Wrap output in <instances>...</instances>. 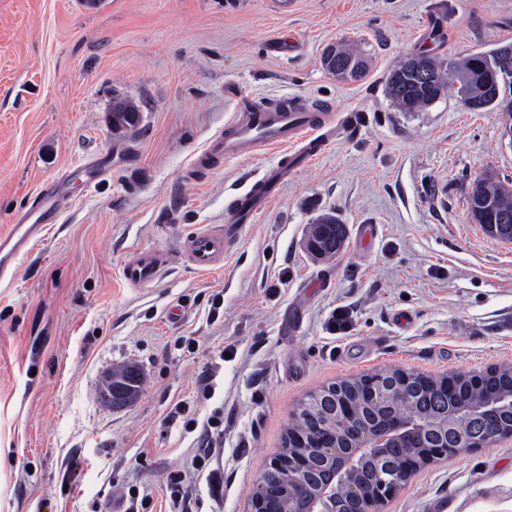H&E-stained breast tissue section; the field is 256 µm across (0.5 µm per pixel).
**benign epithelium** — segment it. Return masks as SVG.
<instances>
[{"mask_svg":"<svg viewBox=\"0 0 512 512\" xmlns=\"http://www.w3.org/2000/svg\"><path fill=\"white\" fill-rule=\"evenodd\" d=\"M409 82L439 94L425 62L406 57ZM334 233L326 229L308 243L314 256H332ZM488 371L468 374L456 393L459 412L472 420L471 428L459 431L438 445L428 442L427 420L417 416H370L361 422L350 419L352 404L344 399L336 407V423L322 429V435L307 447L303 435L291 436L279 450L270 469L261 474L247 493L248 512H335L336 500L347 502V512H384V506L412 477L427 465L449 457L492 447L512 433L501 431L500 406L512 403V396L492 399L475 406L467 391L482 385ZM448 375L406 370L365 375L360 382L362 401L375 409L405 404L411 406L417 390ZM137 372L129 370L105 378L104 400L112 407L129 402L136 392ZM372 457L376 465L369 478L357 474L358 465Z\"/></svg>","mask_w":512,"mask_h":512,"instance_id":"obj_1","label":"benign epithelium"}]
</instances>
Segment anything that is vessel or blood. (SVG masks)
I'll return each mask as SVG.
<instances>
[{
    "instance_id": "vessel-or-blood-1",
    "label": "vessel or blood",
    "mask_w": 512,
    "mask_h": 512,
    "mask_svg": "<svg viewBox=\"0 0 512 512\" xmlns=\"http://www.w3.org/2000/svg\"><path fill=\"white\" fill-rule=\"evenodd\" d=\"M355 122V114L332 121L326 113L309 111L300 100L292 99L283 109L248 108L238 112L226 132L211 141L208 152L231 157L262 147L282 145L292 147L291 158L301 165L319 154L327 138V127L333 125L342 131ZM284 180L282 172L266 173L254 183L249 192L236 197L231 203L233 223L219 230L199 231L186 236L182 252L188 264L198 270L222 267L224 256L241 224L249 221L259 205L276 196ZM61 194L62 185L58 182L42 189L35 207L19 216L8 231L0 233V279L10 274L19 259L32 251L47 225L54 222ZM164 262L165 258L160 251H136L123 264V278L135 286L150 284Z\"/></svg>"
}]
</instances>
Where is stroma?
<instances>
[{
    "mask_svg": "<svg viewBox=\"0 0 512 512\" xmlns=\"http://www.w3.org/2000/svg\"><path fill=\"white\" fill-rule=\"evenodd\" d=\"M273 2L0 0V231L65 182L56 223L0 279V512H107L116 493L166 512L174 472L187 512H247L309 394L386 370L512 364V243L468 202L478 178L512 179V118L451 91L402 112L386 89L409 55L512 44V0ZM340 42L367 55L363 78L323 68ZM291 96L359 121L289 170L221 269L194 270L183 238L228 224L229 201L283 161L196 158L238 104ZM121 99L139 121L117 130ZM325 212L347 232L330 260L306 249ZM142 249L167 262L132 286L122 266ZM341 310L349 328L330 334ZM128 365L144 383L115 409L101 387ZM215 413L224 438L202 466L199 423ZM440 504L512 512V441L421 470L386 510Z\"/></svg>",
    "mask_w": 512,
    "mask_h": 512,
    "instance_id": "1",
    "label": "stroma"
}]
</instances>
